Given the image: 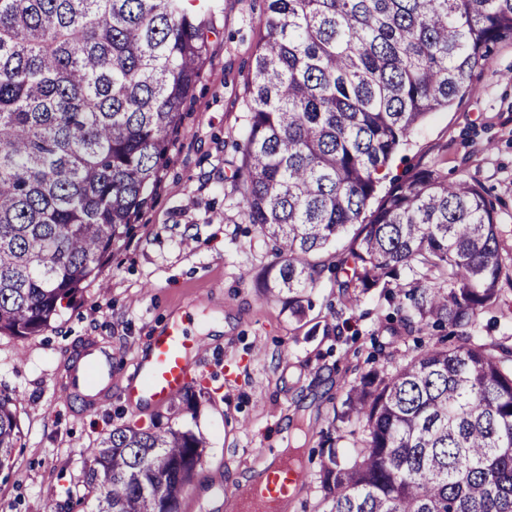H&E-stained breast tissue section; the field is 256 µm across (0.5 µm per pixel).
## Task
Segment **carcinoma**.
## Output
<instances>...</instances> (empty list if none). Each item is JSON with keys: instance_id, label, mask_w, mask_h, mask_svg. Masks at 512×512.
<instances>
[{"instance_id": "obj_1", "label": "carcinoma", "mask_w": 512, "mask_h": 512, "mask_svg": "<svg viewBox=\"0 0 512 512\" xmlns=\"http://www.w3.org/2000/svg\"><path fill=\"white\" fill-rule=\"evenodd\" d=\"M212 10L184 0H0V335L44 331L74 302L149 199L206 59ZM255 48L237 207L272 246L268 296L316 287V256L348 229L333 270L409 301L407 332L437 344L372 366L323 435L326 512H512V345L477 343L502 275L483 189L412 172L379 198L391 157L471 87L512 36V0H268ZM201 392L171 400L195 416ZM0 391V474L22 447ZM205 441L189 424L127 422L90 450L97 512H180Z\"/></svg>"}]
</instances>
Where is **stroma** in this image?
<instances>
[{
  "instance_id": "35a3bbf8",
  "label": "stroma",
  "mask_w": 512,
  "mask_h": 512,
  "mask_svg": "<svg viewBox=\"0 0 512 512\" xmlns=\"http://www.w3.org/2000/svg\"><path fill=\"white\" fill-rule=\"evenodd\" d=\"M210 3L208 55L147 205L47 329L26 338L0 335V389L18 397L23 430L14 469L0 480V512H94L97 502L83 486L91 448L123 423L165 412L162 404L129 403L117 384L85 409L67 379L89 344L111 347L123 378L168 323L182 321L201 338L189 381L206 390L195 418L206 448L181 512H225L224 492L241 490V476L284 446L299 450L310 476L292 488L287 512H322L315 482L321 433L341 412L349 384L369 356L383 365L412 354L416 343L435 342L389 321L379 289L346 303L328 272L304 292L299 316L257 287L273 255L241 220L234 173L267 2ZM419 168L478 183L494 204L500 300L478 316L474 338L512 336V40L497 45L452 108L417 127L390 175Z\"/></svg>"
}]
</instances>
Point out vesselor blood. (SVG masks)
Listing matches in <instances>:
<instances>
[{
  "mask_svg": "<svg viewBox=\"0 0 512 512\" xmlns=\"http://www.w3.org/2000/svg\"><path fill=\"white\" fill-rule=\"evenodd\" d=\"M199 338L189 336L174 322L150 339L148 350L138 359L123 385L128 400L167 402L186 386L188 360L200 349ZM117 374L111 350L85 349L69 375L71 388L87 391L112 386ZM238 512H281V499L269 482L259 481L236 495Z\"/></svg>",
  "mask_w": 512,
  "mask_h": 512,
  "instance_id": "1",
  "label": "vessel or blood"
}]
</instances>
